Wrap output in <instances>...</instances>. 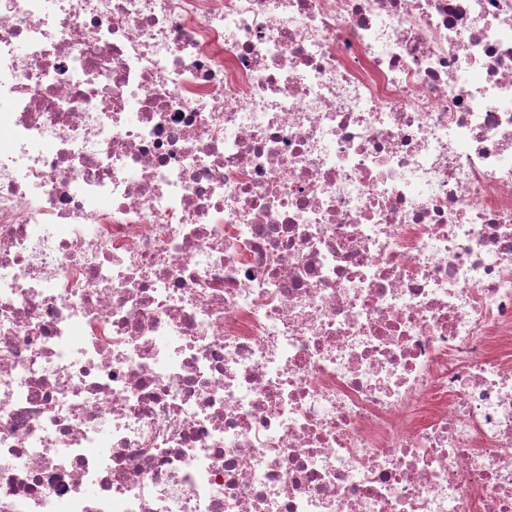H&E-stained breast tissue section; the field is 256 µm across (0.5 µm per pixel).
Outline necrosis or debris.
<instances>
[{
  "mask_svg": "<svg viewBox=\"0 0 512 512\" xmlns=\"http://www.w3.org/2000/svg\"><path fill=\"white\" fill-rule=\"evenodd\" d=\"M0 512H512V0H0Z\"/></svg>",
  "mask_w": 512,
  "mask_h": 512,
  "instance_id": "4bbe7bcc",
  "label": "necrosis or debris"
}]
</instances>
